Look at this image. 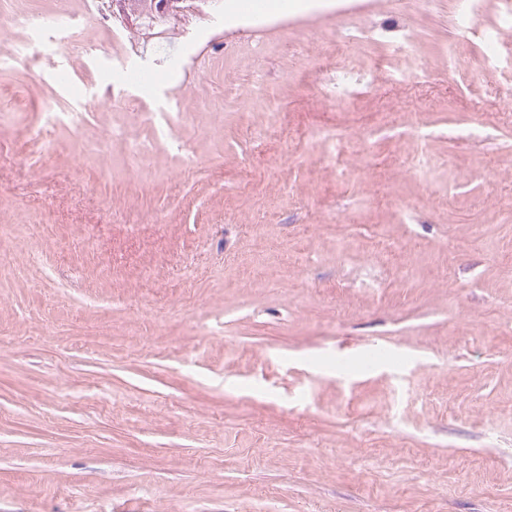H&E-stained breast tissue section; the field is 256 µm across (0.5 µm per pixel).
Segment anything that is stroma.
Returning <instances> with one entry per match:
<instances>
[{
	"instance_id": "1",
	"label": "stroma",
	"mask_w": 512,
	"mask_h": 512,
	"mask_svg": "<svg viewBox=\"0 0 512 512\" xmlns=\"http://www.w3.org/2000/svg\"><path fill=\"white\" fill-rule=\"evenodd\" d=\"M228 2L0 0V512H512V0ZM135 1H146V0H135ZM120 11L135 15L138 19L145 22V19H149L152 23L156 22L165 16L173 8L174 2L172 0H152L148 1V8H142L140 2H132L129 0H120Z\"/></svg>"
}]
</instances>
